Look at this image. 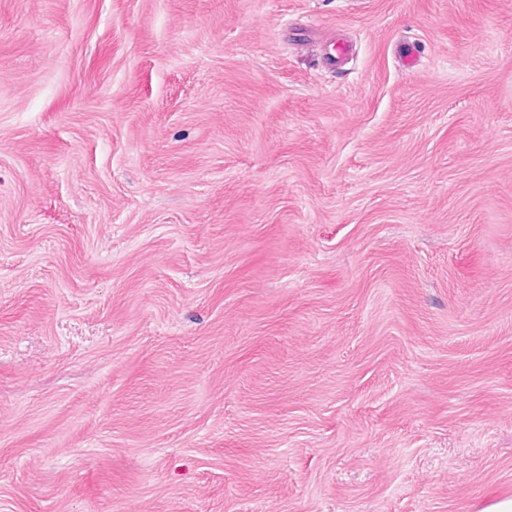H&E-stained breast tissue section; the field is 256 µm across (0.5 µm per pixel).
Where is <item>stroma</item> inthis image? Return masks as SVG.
I'll return each instance as SVG.
<instances>
[{
  "label": "stroma",
  "mask_w": 512,
  "mask_h": 512,
  "mask_svg": "<svg viewBox=\"0 0 512 512\" xmlns=\"http://www.w3.org/2000/svg\"><path fill=\"white\" fill-rule=\"evenodd\" d=\"M509 497L512 0H0V512Z\"/></svg>",
  "instance_id": "obj_1"
}]
</instances>
